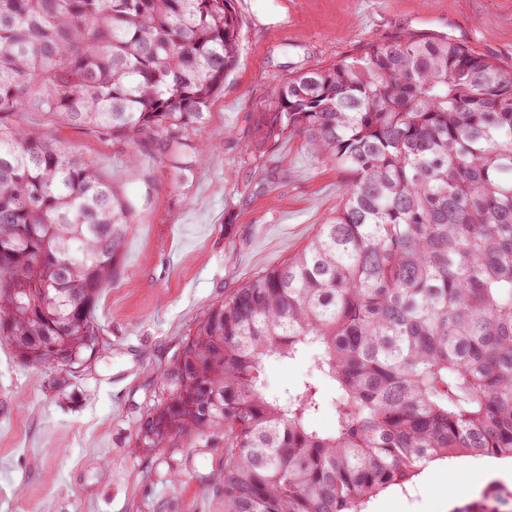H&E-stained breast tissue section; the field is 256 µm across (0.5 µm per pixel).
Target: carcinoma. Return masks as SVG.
Listing matches in <instances>:
<instances>
[{"instance_id":"1","label":"carcinoma","mask_w":512,"mask_h":512,"mask_svg":"<svg viewBox=\"0 0 512 512\" xmlns=\"http://www.w3.org/2000/svg\"><path fill=\"white\" fill-rule=\"evenodd\" d=\"M239 36L233 0H0V336L23 363L92 356L132 219L91 163L3 116L177 143ZM256 133L303 138L343 199L207 310L142 446L224 435V512H361L433 461L512 459V71L406 34L275 83ZM306 354L270 390L266 361Z\"/></svg>"}]
</instances>
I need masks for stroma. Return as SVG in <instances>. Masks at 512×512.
I'll use <instances>...</instances> for the list:
<instances>
[{
	"label": "stroma",
	"instance_id": "stroma-1",
	"mask_svg": "<svg viewBox=\"0 0 512 512\" xmlns=\"http://www.w3.org/2000/svg\"><path fill=\"white\" fill-rule=\"evenodd\" d=\"M239 56L204 118L176 144L95 137L20 115L90 162L133 224L95 308L99 346L76 369L34 368L0 338V512H222L221 435L145 448L140 429L207 309L283 264L341 201L348 178L300 137L252 146L274 82L411 33L447 37L512 70V0H234ZM140 168L130 175L128 160ZM426 468L363 512H512V477ZM459 493L448 496V481Z\"/></svg>",
	"mask_w": 512,
	"mask_h": 512
}]
</instances>
